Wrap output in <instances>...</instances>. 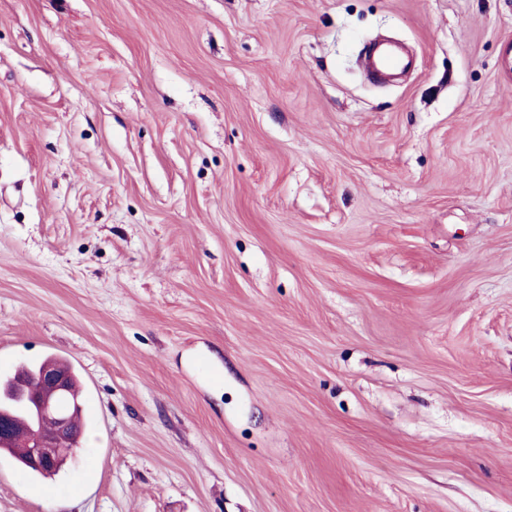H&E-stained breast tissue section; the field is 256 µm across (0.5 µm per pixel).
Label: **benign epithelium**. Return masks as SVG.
I'll return each mask as SVG.
<instances>
[{
  "mask_svg": "<svg viewBox=\"0 0 512 512\" xmlns=\"http://www.w3.org/2000/svg\"><path fill=\"white\" fill-rule=\"evenodd\" d=\"M43 378L40 396L28 405L32 434L16 452L36 469L54 470L73 453L67 447L70 416L60 405L68 391V377L63 370L51 366Z\"/></svg>",
  "mask_w": 512,
  "mask_h": 512,
  "instance_id": "obj_1",
  "label": "benign epithelium"
}]
</instances>
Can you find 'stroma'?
Listing matches in <instances>:
<instances>
[{
  "instance_id": "stroma-1",
  "label": "stroma",
  "mask_w": 512,
  "mask_h": 512,
  "mask_svg": "<svg viewBox=\"0 0 512 512\" xmlns=\"http://www.w3.org/2000/svg\"><path fill=\"white\" fill-rule=\"evenodd\" d=\"M509 39L512 0H0V375L95 405L0 512H512ZM367 67L377 78L391 77L408 68L410 62L404 52L390 44H378L367 53Z\"/></svg>"
}]
</instances>
